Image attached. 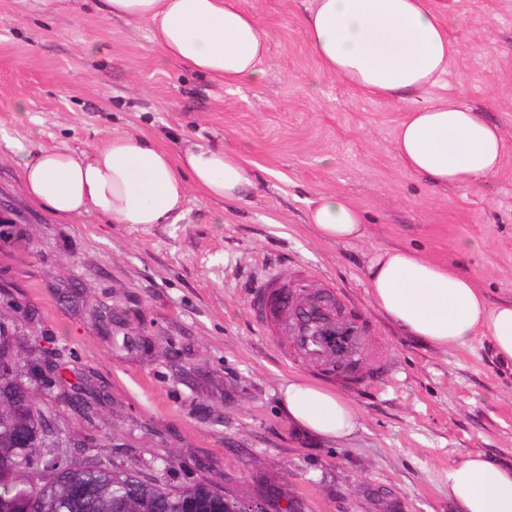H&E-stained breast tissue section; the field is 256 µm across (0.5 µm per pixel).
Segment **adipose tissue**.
Listing matches in <instances>:
<instances>
[{
	"instance_id": "obj_1",
	"label": "adipose tissue",
	"mask_w": 512,
	"mask_h": 512,
	"mask_svg": "<svg viewBox=\"0 0 512 512\" xmlns=\"http://www.w3.org/2000/svg\"><path fill=\"white\" fill-rule=\"evenodd\" d=\"M95 5L112 19L149 22L163 60L225 87L264 77L267 36L241 0ZM303 25L321 74L379 100L430 92L459 53L442 0H312ZM395 149L404 168L448 188L497 173L504 143L497 126L447 98L408 112ZM12 152L27 197L66 220L99 214L115 224H163L179 217L189 188L238 200L252 184L240 152L193 143L174 156L126 130L84 149L17 142ZM308 219L328 242L365 235L360 212L336 195L314 200ZM365 275L376 309L406 335L440 350L468 348L480 336L512 359V303H489L470 275L405 248L377 251ZM280 405L296 430L327 442L349 439L361 426L352 400L301 376L281 385ZM448 497L461 512H512V468L468 454L448 468Z\"/></svg>"
}]
</instances>
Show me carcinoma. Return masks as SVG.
Here are the masks:
<instances>
[{
    "label": "carcinoma",
    "mask_w": 512,
    "mask_h": 512,
    "mask_svg": "<svg viewBox=\"0 0 512 512\" xmlns=\"http://www.w3.org/2000/svg\"><path fill=\"white\" fill-rule=\"evenodd\" d=\"M0 512H242L245 501L205 480L172 486L66 451L46 449L47 422L35 389L55 371L24 350L12 318L0 311Z\"/></svg>",
    "instance_id": "cac0c4a2"
}]
</instances>
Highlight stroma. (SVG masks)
Here are the masks:
<instances>
[{"instance_id": "35a3bbf8", "label": "stroma", "mask_w": 512, "mask_h": 512, "mask_svg": "<svg viewBox=\"0 0 512 512\" xmlns=\"http://www.w3.org/2000/svg\"><path fill=\"white\" fill-rule=\"evenodd\" d=\"M459 54L429 97H364L321 74L302 27L310 0H242L268 37L264 79L223 83L163 62L144 21L93 0L53 17L0 0V307L49 352L59 381L41 398L75 457L172 484L204 479L299 512H458L448 468L480 452L512 466V360L483 338L443 351L373 306L365 267L405 247L512 302V0H445ZM456 98L500 127L499 172L439 189L406 170L399 122ZM129 130L178 155L187 142L245 153L252 185L224 202L189 189L179 219L65 222L26 196L10 143L82 149ZM336 194L362 240L308 224ZM305 264L387 336L393 371L349 392L362 427L330 444L291 427L280 362L251 315L253 276Z\"/></svg>"}]
</instances>
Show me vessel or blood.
Wrapping results in <instances>:
<instances>
[{"mask_svg":"<svg viewBox=\"0 0 512 512\" xmlns=\"http://www.w3.org/2000/svg\"><path fill=\"white\" fill-rule=\"evenodd\" d=\"M250 309L284 362L335 374L350 390L383 379L389 370L385 337L334 285L295 288L268 270L253 285Z\"/></svg>","mask_w":512,"mask_h":512,"instance_id":"obj_1","label":"vessel or blood"}]
</instances>
